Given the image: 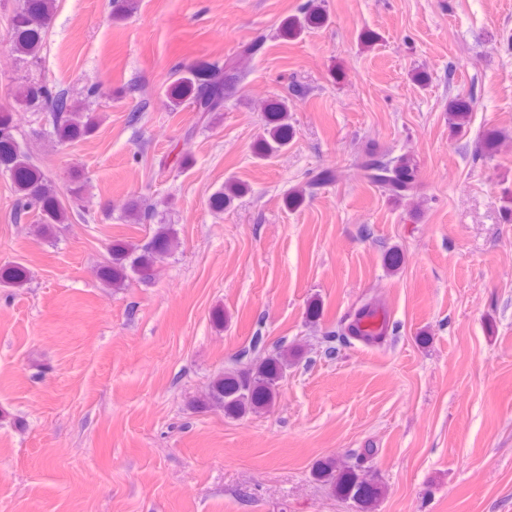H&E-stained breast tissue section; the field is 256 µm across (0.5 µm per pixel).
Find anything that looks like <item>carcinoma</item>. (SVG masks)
I'll list each match as a JSON object with an SVG mask.
<instances>
[{"instance_id":"cac0c4a2","label":"carcinoma","mask_w":512,"mask_h":512,"mask_svg":"<svg viewBox=\"0 0 512 512\" xmlns=\"http://www.w3.org/2000/svg\"><path fill=\"white\" fill-rule=\"evenodd\" d=\"M55 0H23L12 18L10 49L25 57L39 55L54 10ZM325 21L318 8L304 12L301 20H294L285 29L291 36L295 29ZM236 76L227 68L214 67L206 70H177L174 72L169 103L178 107L189 102L200 119L212 120L224 110L225 100L235 92ZM16 100L30 112L42 114L45 133L58 144L95 133L100 119L89 113L85 104L74 98L70 91L60 86H47L40 82L20 85L15 92ZM472 98L458 96L448 103V121L459 131L465 129L470 118ZM10 113L0 112V170L8 173L14 187V209L18 216L34 219L35 236L49 241L56 233L57 225L67 224L71 213L83 198L86 180L78 172L70 183L60 187L47 177L34 156L16 140ZM268 137L261 141L260 151L275 153L288 146L293 129L288 123V106L274 104L268 113ZM360 168L364 177L392 197H406L417 192L419 182L410 158H378L372 154L361 157ZM241 187L230 184L216 193L211 205L221 210L239 194ZM153 214L131 203L126 207L125 220L130 224H142ZM178 245L177 231L172 224L155 225L151 237L144 243L117 240L110 247L107 262L99 269V278L108 288L120 290L131 281H152L159 264ZM29 282L25 265L12 263L0 267L1 288H23ZM376 308L366 304L353 314L344 327L342 338H361L358 323L367 312ZM296 352L280 348L257 356L244 366L225 370L213 376L198 400L201 409H218L232 418L268 410L275 403L277 386L293 365ZM315 476L331 493L349 499L363 509H370L384 494L383 486L364 480L358 469H342L333 458L318 463Z\"/></svg>"}]
</instances>
